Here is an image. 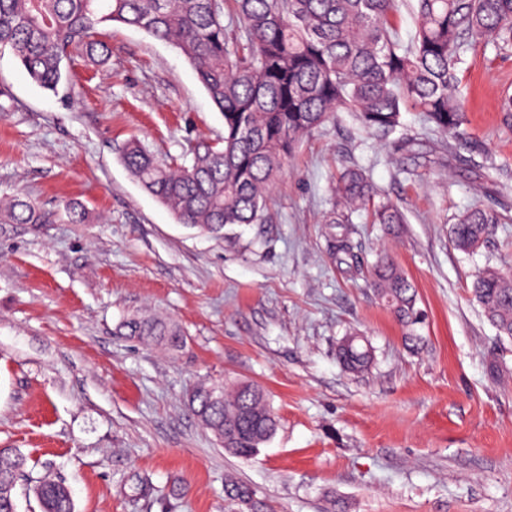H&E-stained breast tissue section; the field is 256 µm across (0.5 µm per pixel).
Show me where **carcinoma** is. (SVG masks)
<instances>
[{"instance_id": "carcinoma-1", "label": "carcinoma", "mask_w": 512, "mask_h": 512, "mask_svg": "<svg viewBox=\"0 0 512 512\" xmlns=\"http://www.w3.org/2000/svg\"><path fill=\"white\" fill-rule=\"evenodd\" d=\"M399 7L400 0H0V51L9 50L36 85L55 93L67 78L65 61L107 51L92 39L101 25L133 27L175 47L221 113L224 135L198 141L188 165L157 157L137 139L122 158L179 223L218 236L227 226L267 222L270 191L297 144L341 112L382 138L408 110L424 113L440 133L463 134L458 73L465 53L475 37L512 50V0H413L407 44L398 37ZM234 23L244 35L236 42L228 38ZM359 212L389 231L405 223L396 206L377 198L363 169L347 168L324 223L350 224ZM508 220L505 208L468 209L456 218L451 241L472 252L492 225ZM50 223V214L27 200L0 206V224ZM373 287L402 323H418L413 285L386 257L373 266ZM472 292L498 335L512 340V277L486 269ZM123 328L172 352L184 346L181 328L156 317L134 315ZM351 338L342 361L362 372L372 355ZM189 405L240 458L253 456L278 427L265 391L251 383L201 384ZM28 460L17 448H0V512H17L14 491ZM31 490L41 512H75L63 482L44 477ZM224 493L239 512H263L256 491L232 476Z\"/></svg>"}]
</instances>
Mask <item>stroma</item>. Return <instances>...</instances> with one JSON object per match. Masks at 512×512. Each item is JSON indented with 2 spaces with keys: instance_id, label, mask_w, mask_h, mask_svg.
Masks as SVG:
<instances>
[{
  "instance_id": "1",
  "label": "stroma",
  "mask_w": 512,
  "mask_h": 512,
  "mask_svg": "<svg viewBox=\"0 0 512 512\" xmlns=\"http://www.w3.org/2000/svg\"><path fill=\"white\" fill-rule=\"evenodd\" d=\"M96 37L108 56H73L54 95L0 53V199L55 215L0 224V448L62 479L76 512H228V473L267 512H512V341L471 295L477 271L512 273V223L467 254L449 237L467 208L512 209V124L497 109L512 52L484 39L467 52V142L412 110L387 138L339 114L285 165L267 223L215 237L178 223L121 153L136 138L190 161L222 116L171 45L120 24ZM353 165L406 219L391 235L355 218V268L330 255L324 222ZM69 202L89 223H69ZM380 254L416 289L414 326L369 285ZM141 311L178 324L184 348L126 336ZM354 332L373 356L360 376L336 358ZM224 378L261 386L278 416L247 460L187 404Z\"/></svg>"
}]
</instances>
